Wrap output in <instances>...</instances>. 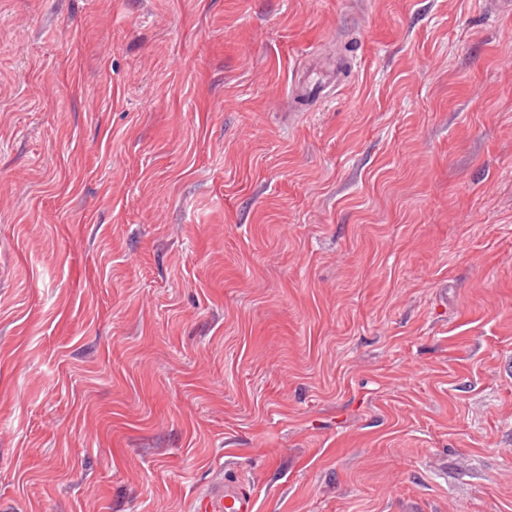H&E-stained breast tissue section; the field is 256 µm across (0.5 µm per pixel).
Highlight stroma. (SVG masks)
<instances>
[{
	"label": "stroma",
	"mask_w": 512,
	"mask_h": 512,
	"mask_svg": "<svg viewBox=\"0 0 512 512\" xmlns=\"http://www.w3.org/2000/svg\"><path fill=\"white\" fill-rule=\"evenodd\" d=\"M512 512V12L0 0V512ZM253 493L237 479L224 478L197 500L198 512H255Z\"/></svg>",
	"instance_id": "obj_1"
}]
</instances>
